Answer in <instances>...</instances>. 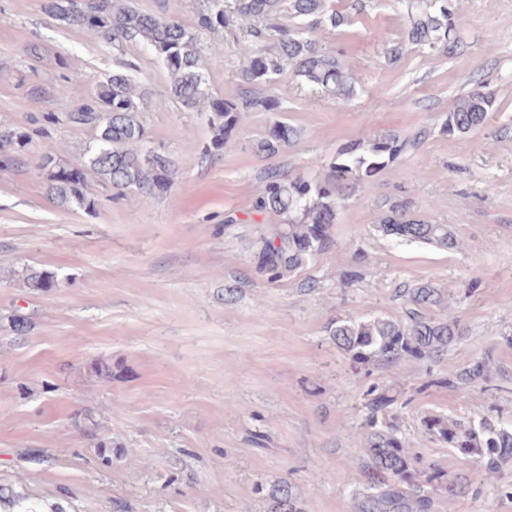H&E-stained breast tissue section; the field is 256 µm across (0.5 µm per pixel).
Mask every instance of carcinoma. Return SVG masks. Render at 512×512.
<instances>
[{"instance_id": "cac0c4a2", "label": "carcinoma", "mask_w": 512, "mask_h": 512, "mask_svg": "<svg viewBox=\"0 0 512 512\" xmlns=\"http://www.w3.org/2000/svg\"><path fill=\"white\" fill-rule=\"evenodd\" d=\"M226 0H209L208 10L190 27L163 13H144L120 0H44L43 10L66 25L96 34L119 52L128 45L141 47L167 70L168 94L188 111L205 118L212 131L205 145L204 158L224 154L232 133L248 112L272 114L265 132L256 141L257 152L275 155L288 147L297 131L280 115L279 102L260 93L286 70H292L311 91L325 97H350L355 80L342 67L336 55L319 39L305 35L297 26L301 21L312 32L332 30L344 15L329 6L328 0H233V13L255 20L241 46L240 91L233 97L211 95L203 72L201 33L224 30ZM414 11L404 41L388 50L391 60L400 59L412 48L439 50L455 54L461 47L459 20L448 7V0H416L408 5ZM133 65L119 61L112 73L101 79L94 104L78 107L59 116L44 115L49 124L62 122L89 129L92 140L77 161L81 170L63 165L51 154L40 156L38 167L45 174L46 194L63 208L78 207L96 211L92 183L109 186L119 193L133 191L145 200L171 190L178 179L175 162L167 155L143 147L147 131L143 121L145 102L134 92ZM494 104L492 93L481 88L459 99L449 112L441 130L449 135L466 136L479 132L486 124ZM426 136V128L412 136L385 132L367 144L352 143L338 152L326 172L309 179L270 169L259 186L254 210L282 219L267 224L258 237L256 272L277 281L302 269L317 256L337 245L333 233L340 204L356 189L368 183L381 170L404 153L416 149ZM34 134L23 127L0 124V171L16 170L31 152ZM379 231L399 241L422 242L448 250L462 244L446 224H433L411 212L401 201L391 206ZM28 288L45 293L56 285L48 273L26 269ZM405 304L400 319L338 317L327 328L331 340L355 364L397 363L404 358L437 361L444 358L464 335L461 321L448 305V293L429 283L399 290ZM512 376L493 371L490 360L478 358L444 383L460 398L470 396L479 383H490L494 376ZM366 407L369 416L363 424V485L353 496L354 512H434L430 491L448 497L468 492L460 479L446 480L441 468L406 446L401 435L395 404L408 407L412 399L398 401L391 389L369 390ZM424 436L443 442L488 474L502 476L501 465L512 461V429L487 420L479 426L442 415L425 414L420 419ZM269 512H303L292 485L278 481L267 489ZM0 512H66L60 504L49 511L26 493L0 487Z\"/></svg>"}]
</instances>
